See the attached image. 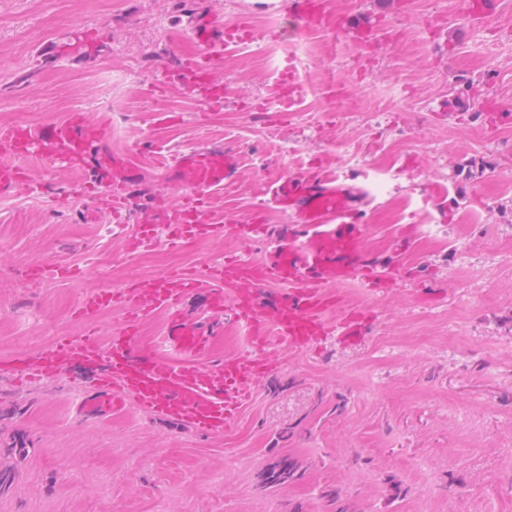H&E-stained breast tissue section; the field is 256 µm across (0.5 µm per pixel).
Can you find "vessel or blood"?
Here are the masks:
<instances>
[{
    "label": "vessel or blood",
    "mask_w": 512,
    "mask_h": 512,
    "mask_svg": "<svg viewBox=\"0 0 512 512\" xmlns=\"http://www.w3.org/2000/svg\"><path fill=\"white\" fill-rule=\"evenodd\" d=\"M269 0V10L283 8ZM288 15L295 32L327 34L331 45L372 41L375 28L353 25L333 0H290ZM185 27L197 45L195 56L156 71L155 88L179 84L206 112L224 107L225 78L217 70L227 53L258 38L251 25L220 23L206 13L188 17ZM279 95L294 105L304 86L294 65L280 74ZM158 176L145 181L128 154L112 150L109 122L89 109L40 129L0 125V195L37 192L30 159L48 167L88 174L98 211L114 229L126 231L129 254L157 247L180 249L206 241H233L237 254L207 258L198 264L136 277L119 288H99L78 302L75 317L86 326L77 336L57 337L35 354H22L0 367L15 382H40L63 369L94 365L104 372L83 397L80 408L101 415L127 406L176 422L190 432L221 437L232 432L259 386L282 364L285 350L310 352L328 339L358 341L373 322L371 309L350 304L342 289L355 282L366 295L408 287L420 294L422 282L397 266L374 260L364 246L355 199L363 188L338 185L335 160L324 154L306 168L267 177L252 212L237 217L224 207V192L240 178L239 151L221 141H202L180 149L156 145ZM164 199L153 216L132 219L130 203L138 193ZM290 216L286 234H272L268 212ZM263 243L254 258L249 246ZM74 269L50 261L33 264L28 277L50 283L73 277ZM205 300V310L224 316L243 331L245 344L230 356L205 362L206 333L186 317L182 306L190 295ZM104 311L119 320L108 336L91 325ZM165 313L164 353L138 348L141 322Z\"/></svg>",
    "instance_id": "1"
}]
</instances>
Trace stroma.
I'll list each match as a JSON object with an SVG mask.
<instances>
[{"label":"stroma","mask_w":512,"mask_h":512,"mask_svg":"<svg viewBox=\"0 0 512 512\" xmlns=\"http://www.w3.org/2000/svg\"><path fill=\"white\" fill-rule=\"evenodd\" d=\"M496 2L470 26L469 0H334L349 23H380L387 50L368 66L359 47L330 55L323 34L306 35L314 88L277 117L256 105L274 98L287 61L263 37L284 19L255 0H0V124L42 127L78 108L109 119L107 101L120 100L112 148L139 147L148 180L151 142L239 145L242 177L224 203L241 216L266 176L332 150L338 182L370 190L374 256L437 288L422 303L344 287L373 310L369 335L283 351L219 438L130 407L86 417L78 393L91 370L24 385L0 376V470L14 475L0 512H330L335 499L348 512H512V0ZM194 11L247 17L261 35L225 58L220 112L202 113L179 85L153 87L158 61L196 54L183 29ZM79 26L102 28L94 51L72 50ZM50 47L72 54L49 60ZM329 79L347 91L342 104L324 98ZM489 99L508 118H492ZM158 110L177 121L154 122ZM76 179L60 170L50 194L0 196V359L80 335L72 311L90 290L239 250L201 241L129 255ZM37 261L78 274L34 286L25 270ZM184 311L207 326L210 359L237 350L238 332L210 320L201 297ZM282 459L294 478L265 487Z\"/></svg>","instance_id":"obj_1"}]
</instances>
